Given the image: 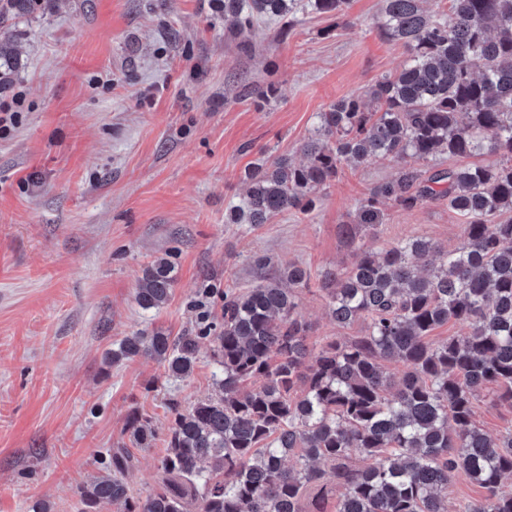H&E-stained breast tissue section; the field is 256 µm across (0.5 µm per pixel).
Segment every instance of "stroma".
I'll use <instances>...</instances> for the list:
<instances>
[{"mask_svg": "<svg viewBox=\"0 0 512 512\" xmlns=\"http://www.w3.org/2000/svg\"><path fill=\"white\" fill-rule=\"evenodd\" d=\"M382 0H351L336 18L302 6L257 20L248 46L228 35L224 0H50L7 21L26 92L20 121L0 137V512H77V488L104 469L128 413L169 423L166 403L212 391L208 342L193 375L167 380L157 362L109 365L113 345L155 327L191 328L203 287L247 290L262 265L307 270L296 289L309 342L364 335L341 327L319 290L358 247L421 237L453 250L463 219L447 201L343 233L399 162L342 163L315 207L264 224H230L248 169L283 155L300 165L319 115L369 91L408 59L383 39ZM159 257L175 266L168 302L145 311L134 290ZM272 265V266H273Z\"/></svg>", "mask_w": 512, "mask_h": 512, "instance_id": "stroma-1", "label": "stroma"}]
</instances>
